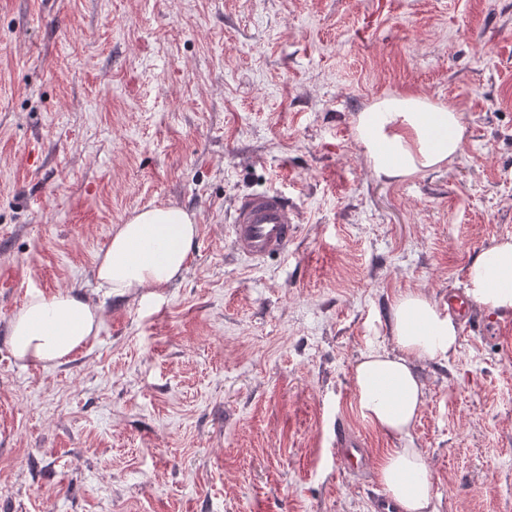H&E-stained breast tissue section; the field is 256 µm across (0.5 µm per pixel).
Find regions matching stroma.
<instances>
[{"label":"stroma","instance_id":"35a3bbf8","mask_svg":"<svg viewBox=\"0 0 512 512\" xmlns=\"http://www.w3.org/2000/svg\"><path fill=\"white\" fill-rule=\"evenodd\" d=\"M389 96L456 110L462 150L377 176L357 117ZM276 188L288 258L253 266L234 201ZM193 213L161 298L107 297L94 267L138 209ZM512 238V0H0V512H371L414 445L435 512H512V330L418 362L410 438L361 418V355L389 307L443 306ZM99 306L61 364L17 360L27 295ZM366 442L342 473L335 420Z\"/></svg>","mask_w":512,"mask_h":512}]
</instances>
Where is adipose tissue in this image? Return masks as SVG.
<instances>
[{
    "instance_id": "adipose-tissue-1",
    "label": "adipose tissue",
    "mask_w": 512,
    "mask_h": 512,
    "mask_svg": "<svg viewBox=\"0 0 512 512\" xmlns=\"http://www.w3.org/2000/svg\"><path fill=\"white\" fill-rule=\"evenodd\" d=\"M357 128L378 176L413 175L452 160L462 146L457 112L421 98L388 97L359 114ZM197 233L193 214L176 206L135 211L116 225L95 263L99 287L115 296L163 288L183 270ZM470 298L487 311H512V241L476 255L467 271ZM394 351L364 353L353 370V391L363 419L387 434L409 437L423 403L416 362L446 358L459 347L458 327L422 293L400 294L391 307ZM97 306L67 291L30 293L10 322L15 358L60 364L97 335ZM379 479L402 512H429V468L421 449L390 455Z\"/></svg>"
}]
</instances>
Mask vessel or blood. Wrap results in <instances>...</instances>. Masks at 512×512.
<instances>
[{"label":"vessel or blood","instance_id":"b4317fda","mask_svg":"<svg viewBox=\"0 0 512 512\" xmlns=\"http://www.w3.org/2000/svg\"><path fill=\"white\" fill-rule=\"evenodd\" d=\"M299 216L286 194L276 189H264L238 197L233 203L230 242L240 257L259 263L272 256L287 257L298 234ZM448 308L461 321L463 332L481 329L465 295L458 291L448 294ZM333 447L342 469L356 473L362 468L365 450L344 422L333 425Z\"/></svg>","mask_w":512,"mask_h":512}]
</instances>
